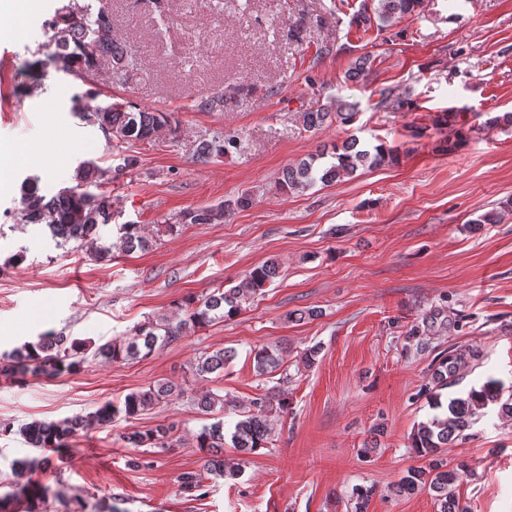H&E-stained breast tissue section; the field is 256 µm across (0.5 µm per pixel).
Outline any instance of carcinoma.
<instances>
[{
	"instance_id": "carcinoma-1",
	"label": "carcinoma",
	"mask_w": 512,
	"mask_h": 512,
	"mask_svg": "<svg viewBox=\"0 0 512 512\" xmlns=\"http://www.w3.org/2000/svg\"><path fill=\"white\" fill-rule=\"evenodd\" d=\"M423 0H365L355 14L356 25L367 30L371 26H391L404 17L416 12ZM52 40L59 53L52 61L71 74L83 78L95 76L101 65H108L111 82L127 85L135 69L130 59L115 39L110 17L99 12H91V6L79 0H68L55 10L51 22ZM370 56L357 58L347 72L346 79L362 80L371 69ZM382 102L391 103L399 109H412L414 100L408 89L396 91L386 89ZM195 108L199 112L224 110V96L217 94L200 98ZM74 111L89 122L99 126L109 139L120 143L133 144L151 141L161 134L176 135L178 122L171 112L143 110L130 102H115L107 106L96 103V97L75 100ZM355 107L340 100L321 104L310 112L300 113L299 120L308 130H315L333 122L350 125L355 121ZM239 140L234 135L222 138L202 139L195 148L194 155L199 161L223 156L238 148ZM398 161V155L384 144H362L356 138L334 145L331 150H323L299 161L286 171L282 188L303 192L317 183L324 185L350 178L361 168H377ZM107 171L85 162L78 169L77 185L55 196L47 197L40 192V178H26L21 185V209L17 220L20 224H44L55 240L73 242L76 247L86 249L93 257L104 260L112 255V247L98 243L97 229L101 224L112 223V197L106 192L92 193L87 186L102 182ZM253 197L243 192L234 199H228L216 207L187 209L181 212L172 224H159L155 236L160 237L174 231L178 224H220L236 210L252 205ZM150 243L141 225L123 224L116 246L123 252L144 250ZM278 274V266L266 261L253 267L237 284L217 289L212 294L198 300L185 301L186 317L177 322L167 319L148 320L134 330L130 337H116L97 347L83 339H70L52 332L26 341L22 345L0 355L5 364L3 371L34 376H59L78 372L88 358L102 357L110 361H126L151 355L157 348L172 343L183 336L189 327L231 319L241 313L244 304L269 285ZM469 353L451 349L442 353L431 366L428 382L420 390L434 415L426 422L417 425L414 431L410 452L427 461V465L411 468L398 483L392 486L395 494L413 493L426 490L437 501L438 512H468L455 494V487L463 478L471 475L469 464L461 460L452 468L443 457V449L448 444L464 436L473 424L475 417L483 414L490 405L499 407V413L512 418V394L503 397L504 387L497 379L489 378L478 387L442 401V391L459 383L468 367ZM233 358L230 350H216L203 354L193 364V371L201 379L224 372L227 362ZM256 372L261 376L276 372L282 362L279 352L261 348L254 353ZM182 396V392L172 385L159 383L146 391L133 392L118 404L105 402L94 412L77 415L56 421H32L19 429V433L40 454L24 457L13 463L11 491L0 494V512H44L48 502L58 494L33 479L40 469L52 464V455L62 457L71 448V440L81 432L94 426H103L117 419L129 421L147 408L166 404ZM288 399L278 400L273 406L272 398L260 394L250 399L242 411L241 418L231 432L233 447L243 453H253L267 445L273 431L271 414L274 410L288 411ZM170 428L160 426L147 433L131 432L124 440L136 448H165ZM193 447L204 454L207 470L224 477L238 475L235 463L224 458V420L218 419L203 425L193 435ZM179 487L192 496H203L201 475L185 472L179 476ZM375 488L357 486L352 491L354 512H365Z\"/></svg>"
}]
</instances>
